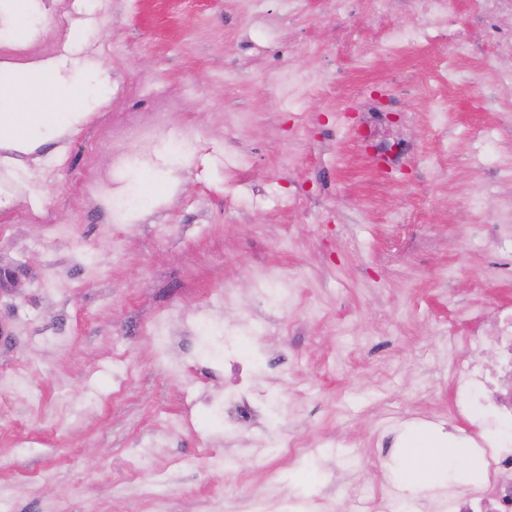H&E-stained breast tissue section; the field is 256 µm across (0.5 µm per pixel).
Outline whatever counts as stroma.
<instances>
[{
    "mask_svg": "<svg viewBox=\"0 0 512 512\" xmlns=\"http://www.w3.org/2000/svg\"><path fill=\"white\" fill-rule=\"evenodd\" d=\"M173 2L170 14L163 0H102L50 48L18 35L30 58L60 62L83 119L0 147V174L21 169L0 184V512H263L283 491L304 512L386 479L409 512H445L418 491L466 487L468 459L435 475L406 463L457 444L448 361L471 355L469 317L512 304V224L494 221L512 210L496 171L512 165V112L484 102L482 52L454 111L430 112L433 63L450 46L441 25L368 73L354 62L376 43L366 0L342 16L335 0ZM335 61L330 95L289 105L295 72ZM160 86L185 99L161 138L196 137L174 157L142 151L121 195L85 198L99 121L146 109ZM374 89L393 99L386 129L411 147L388 172L356 134L359 96ZM485 129L497 164L478 171ZM475 183L488 206L464 205ZM35 206L52 224L27 220ZM266 273L295 284L288 307L256 300ZM228 319L264 327L257 385L277 401L231 442L220 412L189 405L224 395ZM292 443L318 444L317 457H289Z\"/></svg>",
    "mask_w": 512,
    "mask_h": 512,
    "instance_id": "stroma-1",
    "label": "stroma"
}]
</instances>
